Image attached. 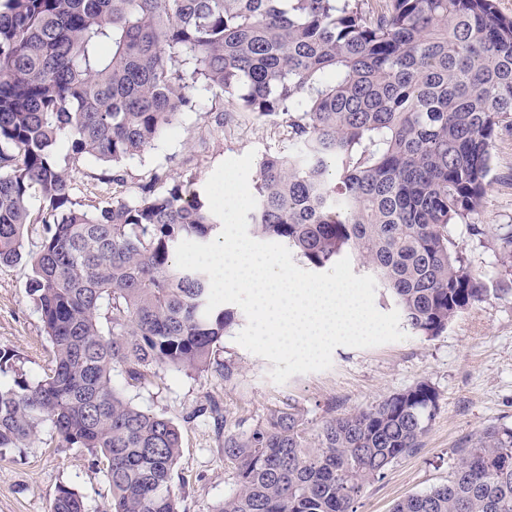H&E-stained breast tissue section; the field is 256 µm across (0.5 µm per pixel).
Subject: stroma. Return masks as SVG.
Listing matches in <instances>:
<instances>
[{
    "label": "stroma",
    "mask_w": 512,
    "mask_h": 512,
    "mask_svg": "<svg viewBox=\"0 0 512 512\" xmlns=\"http://www.w3.org/2000/svg\"><path fill=\"white\" fill-rule=\"evenodd\" d=\"M209 109L206 100H198L154 147L124 162L128 186L154 173L175 177L189 171L201 191L226 159L250 151L260 158L287 151L288 135L275 122L257 120L228 104L219 123ZM491 153L492 182L480 221L492 239L512 230V125L498 129ZM103 171L100 162H79L74 173L77 201L88 206L111 198L114 187L101 182ZM454 236L480 274L486 296L440 336L411 334L361 349L340 346L329 369L278 384L269 376L273 362L236 343L247 324L241 312L216 345L206 371L164 369L136 383L122 369L113 370L117 389L181 429L175 477L180 512H211L235 492V478L224 459L226 435L291 406L313 429L329 414L370 406L421 381L437 391L439 409L420 448L368 485L356 512H391L399 499L444 482L459 450L484 427L512 426V293L501 290V266L491 239H471L462 226ZM27 276L24 265L0 267V347L16 351L24 373L37 379L50 368L53 354L26 293ZM62 486L83 494L86 512H105L110 499L105 468L87 449L59 444L48 427L27 447L0 449V512H50Z\"/></svg>",
    "instance_id": "35a3bbf8"
}]
</instances>
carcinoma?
I'll use <instances>...</instances> for the list:
<instances>
[{"instance_id":"cac0c4a2","label":"carcinoma","mask_w":512,"mask_h":512,"mask_svg":"<svg viewBox=\"0 0 512 512\" xmlns=\"http://www.w3.org/2000/svg\"><path fill=\"white\" fill-rule=\"evenodd\" d=\"M224 100L288 132L256 169L260 237L314 268L350 256L416 336L434 338L485 288L451 235L479 239L496 128L512 125V19L495 0H0V266L25 263L53 349L30 379L0 348V448L50 426L105 466L106 512H178L181 431L112 385V369L209 367L235 322L205 307L210 280L176 265L221 221L185 173L159 174L90 209L86 158L121 165L193 107ZM69 154L59 162V139ZM42 234L26 246L29 226ZM512 276V233L494 239ZM439 408L426 382L308 435L278 412L224 437L237 489L212 512H355L367 485L414 454ZM51 512H85L62 486ZM392 512H512V427H486L448 480Z\"/></svg>"}]
</instances>
